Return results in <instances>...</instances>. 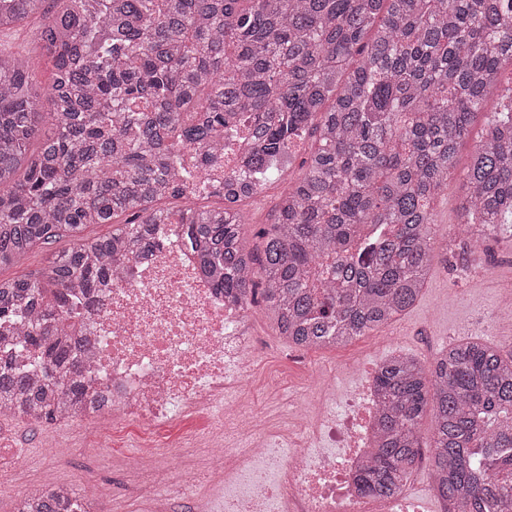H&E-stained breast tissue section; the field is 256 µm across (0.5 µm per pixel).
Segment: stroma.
<instances>
[{
	"label": "stroma",
	"instance_id": "1",
	"mask_svg": "<svg viewBox=\"0 0 512 512\" xmlns=\"http://www.w3.org/2000/svg\"><path fill=\"white\" fill-rule=\"evenodd\" d=\"M36 26L32 20L1 34L0 50L37 57V79L46 89L52 82L53 65L39 52L34 40ZM312 143V138H305L298 147L299 157L281 162L278 178L267 182L264 193L241 204L240 209L247 218L248 249L261 251V231L271 222L276 198L301 175L300 156L309 151ZM465 194V182L458 174L449 180L447 192L430 204L434 223L449 231L455 252L447 263L434 266L421 299L409 312L338 348L266 357L264 368L296 376L305 368L317 367L324 374L335 375L336 395L341 398L356 384L355 377L347 371L348 364L355 360L375 364L392 336L403 343L407 354L426 362L434 361L450 343L471 337L512 349V334L503 331L498 323V314L504 308L503 292L512 288V224L501 226L484 239L477 238L472 230H459L457 210ZM433 425L432 411H425L420 422L422 456L406 488L423 496L426 512H444L445 505L430 483ZM51 439L70 448V455L60 463L40 464L29 480L0 483V512H13L17 498L54 485H67L77 493H85V479L89 476L111 484L116 495L115 503L97 504L96 512H113L117 506L125 512L130 508L119 449L110 445L91 447L87 431L80 424L60 427L35 420L7 423L0 429V470L7 472L16 467V450L23 449L33 455Z\"/></svg>",
	"mask_w": 512,
	"mask_h": 512
}]
</instances>
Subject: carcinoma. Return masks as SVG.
<instances>
[{
  "mask_svg": "<svg viewBox=\"0 0 512 512\" xmlns=\"http://www.w3.org/2000/svg\"><path fill=\"white\" fill-rule=\"evenodd\" d=\"M41 15L55 69L52 131L31 58L0 51V267L69 236L70 249L23 278H0V409L51 424L88 396L74 293L106 287L112 262L156 248L184 224L215 287L243 304L260 280L293 346L343 345L420 297L437 253L430 202L512 60V0H0V33ZM247 156L229 178L250 193L178 216L180 148L224 152L238 126ZM316 147L248 251L239 203L304 134ZM458 223H512V86L464 173ZM89 224L112 234L83 235ZM378 430L358 477L365 497L398 494L421 455L433 404L431 479L445 512H512V351L461 342L427 365L401 355L375 378ZM66 486L14 512H93Z\"/></svg>",
  "mask_w": 512,
  "mask_h": 512,
  "instance_id": "cac0c4a2",
  "label": "carcinoma"
}]
</instances>
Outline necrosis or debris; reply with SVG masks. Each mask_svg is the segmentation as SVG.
I'll return each mask as SVG.
<instances>
[{"label": "necrosis or debris", "mask_w": 512, "mask_h": 512, "mask_svg": "<svg viewBox=\"0 0 512 512\" xmlns=\"http://www.w3.org/2000/svg\"><path fill=\"white\" fill-rule=\"evenodd\" d=\"M157 231L160 248L113 264L112 286L96 298L85 356L103 399L79 417L151 432L124 466L128 485L151 491L139 512H167L172 496L194 493L202 472L213 482L201 512H422L401 493L357 491L377 417L374 376L361 365H351L360 380L341 400L334 379L306 371L281 425L261 429L248 389L265 346L248 308L213 287L185 225ZM191 417L206 425L183 435L194 449L187 459L172 453L168 431Z\"/></svg>", "instance_id": "obj_1"}]
</instances>
